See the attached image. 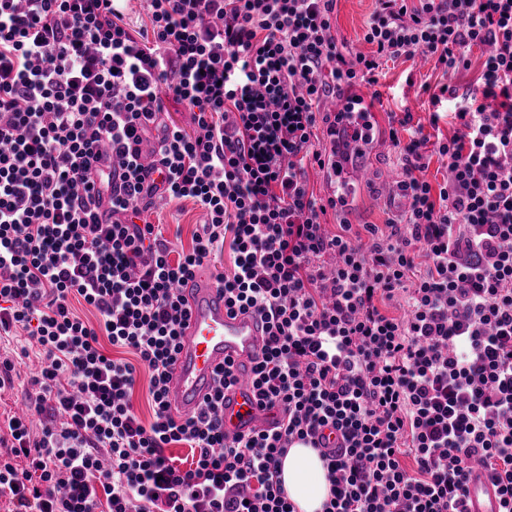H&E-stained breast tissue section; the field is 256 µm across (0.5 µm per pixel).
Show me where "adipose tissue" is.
<instances>
[{
	"label": "adipose tissue",
	"mask_w": 512,
	"mask_h": 512,
	"mask_svg": "<svg viewBox=\"0 0 512 512\" xmlns=\"http://www.w3.org/2000/svg\"><path fill=\"white\" fill-rule=\"evenodd\" d=\"M281 479L300 512H321L330 494L318 452L300 444L289 448L283 459Z\"/></svg>",
	"instance_id": "ef3b65f1"
}]
</instances>
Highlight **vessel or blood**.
Here are the masks:
<instances>
[{
	"mask_svg": "<svg viewBox=\"0 0 512 512\" xmlns=\"http://www.w3.org/2000/svg\"><path fill=\"white\" fill-rule=\"evenodd\" d=\"M188 311L184 337L167 386L172 413L188 417L210 394L217 371L233 363L239 381L224 393L227 435L271 428L272 412L264 409L252 388V364L262 353L265 328L256 317L224 305V292L208 265L195 268L179 284ZM500 496L480 467L471 471L468 512H499Z\"/></svg>",
	"mask_w": 512,
	"mask_h": 512,
	"instance_id": "obj_1",
	"label": "vessel or blood"
}]
</instances>
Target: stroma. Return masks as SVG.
I'll return each instance as SVG.
<instances>
[{"mask_svg":"<svg viewBox=\"0 0 512 512\" xmlns=\"http://www.w3.org/2000/svg\"><path fill=\"white\" fill-rule=\"evenodd\" d=\"M376 9V0H336L332 22L339 47L352 53H369L365 42L366 26ZM443 79L433 64L400 58L382 63L377 84L359 83L356 94L363 96L376 114L375 151L359 164L364 176L342 211H328L325 224L346 222L353 229L364 224H386L395 209L390 204V190L400 172V153L388 131L392 113L411 112L414 121L427 123V106L416 97L415 88L424 83L437 84ZM150 223L160 226L170 248H190L192 237L203 219L201 207L193 200H171L158 204L147 215Z\"/></svg>","mask_w":512,"mask_h":512,"instance_id":"obj_1","label":"stroma"}]
</instances>
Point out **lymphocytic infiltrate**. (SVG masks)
I'll list each match as a JSON object with an SVG mask.
<instances>
[{"label":"lymphocytic infiltrate","instance_id":"1","mask_svg":"<svg viewBox=\"0 0 512 512\" xmlns=\"http://www.w3.org/2000/svg\"><path fill=\"white\" fill-rule=\"evenodd\" d=\"M124 2L0 0V333L28 341L0 355V391L19 359L41 362L27 413L0 421V498L11 512H298L282 459L329 429L322 512H467L474 462L512 512V0H377L373 51L351 59L336 0H145L138 36ZM475 46L479 83L430 95L434 124L460 99L451 137L430 141L408 112L389 130L398 220L329 233L345 201L316 203L306 177L335 164L314 143L321 124L336 136L321 102L385 60L456 72ZM168 96L189 127L164 120ZM430 150L446 160L436 186ZM167 199L205 211L189 250L143 219ZM225 249V305L267 326L253 389L281 410L272 431L232 438L231 365L193 416L165 402L177 286ZM141 366L148 423L132 403Z\"/></svg>","mask_w":512,"mask_h":512}]
</instances>
